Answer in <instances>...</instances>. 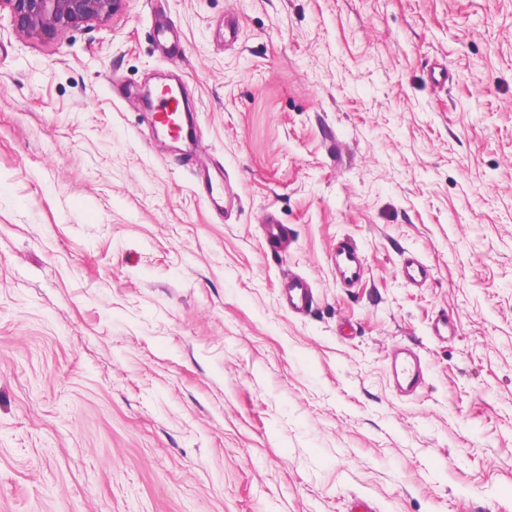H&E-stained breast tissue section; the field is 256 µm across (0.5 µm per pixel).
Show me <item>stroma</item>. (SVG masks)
Listing matches in <instances>:
<instances>
[{
    "label": "stroma",
    "mask_w": 512,
    "mask_h": 512,
    "mask_svg": "<svg viewBox=\"0 0 512 512\" xmlns=\"http://www.w3.org/2000/svg\"><path fill=\"white\" fill-rule=\"evenodd\" d=\"M156 81L212 183L155 128ZM356 496L512 512V0H123L53 43L0 17V512ZM336 278L345 286L356 288L363 283L366 275V263L363 254L347 240L336 242L331 253ZM288 310L308 314L314 306V294L309 282L296 274L288 273ZM390 371L397 386L407 392H416L424 380L419 355L411 349H398L389 357Z\"/></svg>",
    "instance_id": "35a3bbf8"
}]
</instances>
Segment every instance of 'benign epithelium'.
Returning a JSON list of instances; mask_svg holds the SVG:
<instances>
[{
  "mask_svg": "<svg viewBox=\"0 0 512 512\" xmlns=\"http://www.w3.org/2000/svg\"><path fill=\"white\" fill-rule=\"evenodd\" d=\"M122 0H0L13 28L24 37L50 43L67 32L112 18Z\"/></svg>",
  "mask_w": 512,
  "mask_h": 512,
  "instance_id": "7a95c632",
  "label": "benign epithelium"
}]
</instances>
